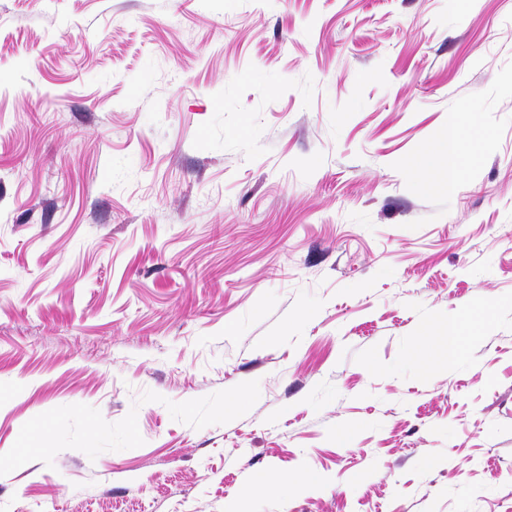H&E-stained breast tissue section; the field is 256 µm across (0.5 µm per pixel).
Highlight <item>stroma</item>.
I'll list each match as a JSON object with an SVG mask.
<instances>
[{"label": "stroma", "instance_id": "obj_1", "mask_svg": "<svg viewBox=\"0 0 512 512\" xmlns=\"http://www.w3.org/2000/svg\"><path fill=\"white\" fill-rule=\"evenodd\" d=\"M0 458V512H512V0H0ZM474 149V140L460 130L453 129L446 138L425 148L419 155L416 165L421 172L426 173L438 166L440 160H448V170L450 171L462 157ZM483 317L468 315L448 328V355L455 357L460 347V336L480 324Z\"/></svg>", "mask_w": 512, "mask_h": 512}]
</instances>
